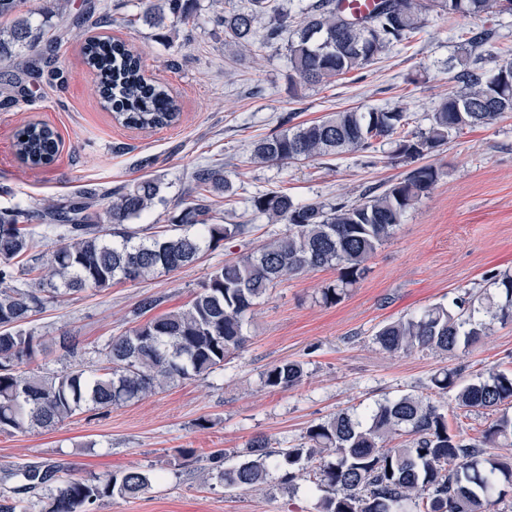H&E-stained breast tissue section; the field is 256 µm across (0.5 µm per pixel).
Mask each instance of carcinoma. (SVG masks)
<instances>
[{
	"instance_id": "obj_1",
	"label": "carcinoma",
	"mask_w": 512,
	"mask_h": 512,
	"mask_svg": "<svg viewBox=\"0 0 512 512\" xmlns=\"http://www.w3.org/2000/svg\"><path fill=\"white\" fill-rule=\"evenodd\" d=\"M189 2L157 0L146 9L144 21L154 28L168 19L184 23L191 17ZM22 3L0 0V17L11 19L0 28V62L28 74L34 70L30 51L47 30L44 22L35 25L28 17L16 16ZM493 11L512 14V0H378L374 10L358 20L341 12L336 0H315L302 7L298 21L277 0H249L247 10L223 17L224 39L249 52L284 41L295 76L305 83L327 84L385 51L404 48L424 31L432 12L451 20ZM499 54L503 59L489 71L476 59L460 61L457 79L463 91L434 107L425 130L408 129L410 115L401 109L336 111L256 141L251 160H317L366 151L381 139L395 144V156L420 160L446 144L452 133L490 125L512 113V50L501 49ZM82 55L103 77L99 93L115 120L136 129L163 128L178 120L168 88L145 76L140 57L125 43L90 36ZM15 148L24 165L45 167L57 156V135L45 124L28 123L16 132ZM438 177L433 165H421L352 204L299 203L285 193H255L250 197L252 212L286 225L284 233L211 271L188 308L112 337L98 351L97 363L81 362L61 373L31 367L43 351V341L24 325L60 294L102 290L115 280L136 282L171 272L194 263L204 248L245 234L247 224L210 223V195L230 198L236 189L221 169H196L192 179L199 192L171 217L170 234L141 236L128 227L159 199L160 184L150 178L112 192L85 191L67 206L48 202L33 214L22 209L0 212V432L50 429L87 406L108 410L210 374L244 346L245 315L291 276L336 268V283L322 290V298L339 301ZM101 197L109 203L93 217L89 210ZM35 217L46 229L62 233L50 256L28 268L39 271L37 282L29 285L19 282L12 260L37 247L26 225ZM495 285L499 303H489L486 312L493 320L511 321L512 276L503 275ZM454 306L451 310L436 304L391 321L377 331L374 342L390 353L428 350L454 356L489 331V324L475 317L471 302L462 299ZM303 377L301 363L283 360L263 373V383L288 389ZM459 379L457 369H443L433 375L432 389L438 394L455 391V405L465 411L496 410L512 403V373L491 369L476 382L462 384ZM403 434L406 443L390 445ZM508 446L512 416L506 413L481 437L467 439L450 432L445 414L429 398L402 395L361 415L341 411L310 426L304 442L295 446L275 447L266 437L253 438L241 452L242 460L219 470L218 478L227 490L248 491L265 484L272 471L279 472L284 487L304 471L323 492L321 512H409L411 507L415 512H496L503 496L501 482L512 484V460L490 458L486 449ZM56 475L52 468L23 472L34 487L58 483L45 512H81L83 506L115 494L135 498L152 484L150 474L141 470L60 483Z\"/></svg>"
}]
</instances>
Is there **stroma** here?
<instances>
[{"label": "stroma", "instance_id": "stroma-1", "mask_svg": "<svg viewBox=\"0 0 512 512\" xmlns=\"http://www.w3.org/2000/svg\"><path fill=\"white\" fill-rule=\"evenodd\" d=\"M246 5L191 0L194 23L159 30L142 20L145 0H70L64 23L45 34L35 51L38 74L0 64V92L18 100L0 106V211L35 209L48 200L66 205L86 189L149 177L159 181L162 200L132 226L164 227L194 199L192 173L207 164L222 166L237 190L231 201L216 198V223L250 227L204 250L193 265L57 298L29 324L45 339L39 364L63 371L76 360H91L110 337L140 323L136 311L143 298L155 299L157 316L186 307L225 259L283 233L284 225L253 214V193L283 191L300 203L351 204L411 169L388 142L369 158L348 152L284 165L252 163V141L277 132L284 118L300 124L343 109L399 107L410 112L414 129H424L436 104L462 89L456 78L461 32L490 29L496 45L512 47L510 15L461 19L453 27L441 16L404 49L330 84L313 85L289 77L284 44L256 54L225 48L216 17ZM79 18L80 28L74 25ZM87 36L131 45L147 77L168 87L179 121L148 130L117 122L83 62ZM30 122L48 125L60 138L48 167L29 168L16 155L15 133ZM426 161L438 169L437 181L338 302L322 299L323 288L339 276L336 269L290 277L246 315L247 342L222 369L107 412L83 410L51 429L0 433V504L12 501L24 466L41 465L79 480L132 468L152 473L144 494L115 495L85 512H319L321 494L308 481L284 489L273 473L260 490L228 491L207 473V458L218 449L235 456L256 436L286 448L340 411L361 414L388 398L430 395L432 375L446 368L460 369L467 381L490 367L512 371L510 321L493 322L488 336L454 357L418 350L393 354L373 341L387 322L457 297L495 293V279L512 274V114L452 134ZM63 335L76 341L77 356L60 347ZM283 359L303 363V381L287 390L264 387L262 373ZM435 403L446 413L449 430L468 438L480 436L497 417L493 411L457 410L448 396Z\"/></svg>", "mask_w": 512, "mask_h": 512}]
</instances>
